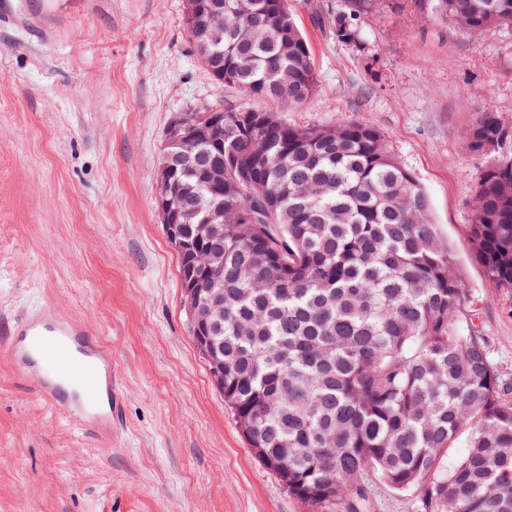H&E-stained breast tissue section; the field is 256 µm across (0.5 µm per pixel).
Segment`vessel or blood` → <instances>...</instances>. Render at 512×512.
Returning <instances> with one entry per match:
<instances>
[{
  "mask_svg": "<svg viewBox=\"0 0 512 512\" xmlns=\"http://www.w3.org/2000/svg\"><path fill=\"white\" fill-rule=\"evenodd\" d=\"M21 375L37 392L76 418L86 431L110 436L119 395L112 355L83 326L45 305L21 319L7 338Z\"/></svg>",
  "mask_w": 512,
  "mask_h": 512,
  "instance_id": "1",
  "label": "vessel or blood"
}]
</instances>
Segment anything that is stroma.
<instances>
[{
  "mask_svg": "<svg viewBox=\"0 0 512 512\" xmlns=\"http://www.w3.org/2000/svg\"><path fill=\"white\" fill-rule=\"evenodd\" d=\"M52 36L0 25V512H308L253 455L212 383L156 202L167 129L248 100L198 59L185 0H69ZM347 0H288L317 72L282 122L370 125L429 195L468 294L461 328L491 339L512 384V292L467 235L480 162L463 132L484 112L512 131V28L476 37L422 0H365L361 44L318 16ZM112 353L111 442L41 398L5 347L43 305Z\"/></svg>",
  "mask_w": 512,
  "mask_h": 512,
  "instance_id": "35a3bbf8",
  "label": "stroma"
}]
</instances>
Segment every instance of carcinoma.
Listing matches in <instances>:
<instances>
[{
    "label": "carcinoma",
    "instance_id": "cac0c4a2",
    "mask_svg": "<svg viewBox=\"0 0 512 512\" xmlns=\"http://www.w3.org/2000/svg\"><path fill=\"white\" fill-rule=\"evenodd\" d=\"M426 2L473 35L512 26V0ZM362 3L328 15L337 42H360ZM188 31L219 83L283 105L315 92L309 44L272 0H224L223 35ZM234 116L226 108L224 150L185 144L224 168V217L213 206L185 228L203 262L224 265L211 341L255 456L312 510L367 512L378 481L414 512H512V398L490 338L460 330L468 289L426 191L374 127L270 113L242 130ZM510 137L491 112L465 132L479 158L480 141ZM186 192L207 196L203 167L174 171L171 206ZM472 202L475 256L512 292V157L481 167ZM247 210L252 223H238Z\"/></svg>",
    "mask_w": 512,
    "mask_h": 512
}]
</instances>
